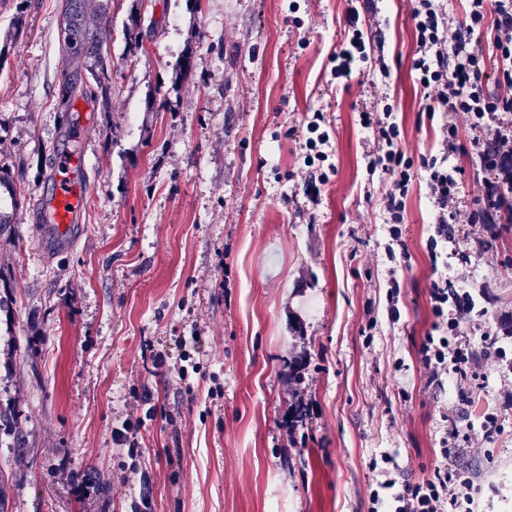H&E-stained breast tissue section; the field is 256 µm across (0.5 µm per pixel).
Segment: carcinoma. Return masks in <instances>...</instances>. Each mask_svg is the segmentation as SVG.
Segmentation results:
<instances>
[{"mask_svg": "<svg viewBox=\"0 0 512 512\" xmlns=\"http://www.w3.org/2000/svg\"><path fill=\"white\" fill-rule=\"evenodd\" d=\"M112 0H101L94 9L85 0H66L61 30L64 54L87 60L84 68H63L58 78L61 111L68 113L74 100L82 98L94 103L108 102L112 96V60L107 47L110 38ZM309 411L302 403L291 405L288 425L301 426Z\"/></svg>", "mask_w": 512, "mask_h": 512, "instance_id": "obj_1", "label": "carcinoma"}]
</instances>
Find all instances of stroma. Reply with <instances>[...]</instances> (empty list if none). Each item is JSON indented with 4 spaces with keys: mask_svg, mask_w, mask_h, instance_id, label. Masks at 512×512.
I'll return each mask as SVG.
<instances>
[{
    "mask_svg": "<svg viewBox=\"0 0 512 512\" xmlns=\"http://www.w3.org/2000/svg\"><path fill=\"white\" fill-rule=\"evenodd\" d=\"M350 6L112 0V102L75 103L86 208L54 254L38 220L51 192L44 152L61 124L58 74L85 61L61 51L65 0H0V167L28 166L13 191L0 188V211L23 202L0 234V408L18 414L25 439L0 436V512H135L144 476L148 512H369L381 456L413 482L439 464L460 384L426 383L431 286L445 274L487 287V314L461 341L476 349L499 333L512 316V224L491 238L470 223L488 173L476 151L455 154L458 230L429 250L436 207L426 174L415 177L400 318H389L390 179L366 170L374 143L359 113L394 105L413 157L443 155L449 118L427 112L435 92L411 69L413 0L370 3L390 76L332 79ZM318 111L335 171L313 201L299 177L305 147L288 129ZM183 336L201 339L187 383L148 355L177 354ZM299 355L296 381L286 364ZM481 370L470 418L495 414L501 432L464 458L482 512H504L512 370L492 357ZM145 390L154 410L136 399ZM297 400L310 417L292 431ZM128 418L142 422L133 457L112 441Z\"/></svg>",
    "mask_w": 512,
    "mask_h": 512,
    "instance_id": "35a3bbf8",
    "label": "stroma"
}]
</instances>
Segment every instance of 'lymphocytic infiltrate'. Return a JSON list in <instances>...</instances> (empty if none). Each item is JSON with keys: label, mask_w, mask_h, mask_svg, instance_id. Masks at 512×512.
Listing matches in <instances>:
<instances>
[{"label": "lymphocytic infiltrate", "mask_w": 512, "mask_h": 512, "mask_svg": "<svg viewBox=\"0 0 512 512\" xmlns=\"http://www.w3.org/2000/svg\"><path fill=\"white\" fill-rule=\"evenodd\" d=\"M470 9L454 31H447L444 16L435 0H416L412 11L417 41V52L411 68L423 88L437 87V98L428 104L431 112L462 113L468 121L484 119L497 112H512V0H496L494 13H487L484 0H469ZM491 22L495 33V49L502 62L498 70L500 94H486L481 82L484 60L476 51L472 36L484 22ZM348 34L339 51L331 57L334 79H350L357 62L366 60L367 49L375 37L365 28L358 9H351ZM393 105H385L381 116L362 112L361 124L370 129L377 145L367 156L369 172H381L392 179L385 194L384 212L389 225V242L385 247L388 259L405 252L401 225L404 221V199L415 173L428 174V186L437 206L434 234L430 247L450 237L454 230L453 204L459 189L456 170L438 166L436 157L423 155L418 159L405 157L399 146L402 131L394 116ZM323 113H314L305 126L303 136L306 149V171L302 181L304 193L317 197L329 179L324 168L329 156L325 147L329 140L322 131ZM483 167L499 171L497 179L483 180L475 199L476 209L472 223L482 224L488 213L512 209V197L500 193V184L512 180V136L496 131L472 143ZM462 295L451 288L448 279L435 281L431 289L432 312L437 327L445 328V335L426 337L420 351L428 382L443 388L447 375L473 385L480 378L477 356L459 341V329L464 322ZM451 416L457 426L449 439L443 440L442 461L430 476L410 483L398 478H387L371 489L369 499L374 507L389 505L391 512H477L479 485L471 465L461 459V443L471 441L473 435L493 439L500 427L496 416L485 415L480 425L470 424L465 407L454 406Z\"/></svg>", "instance_id": "obj_1"}]
</instances>
